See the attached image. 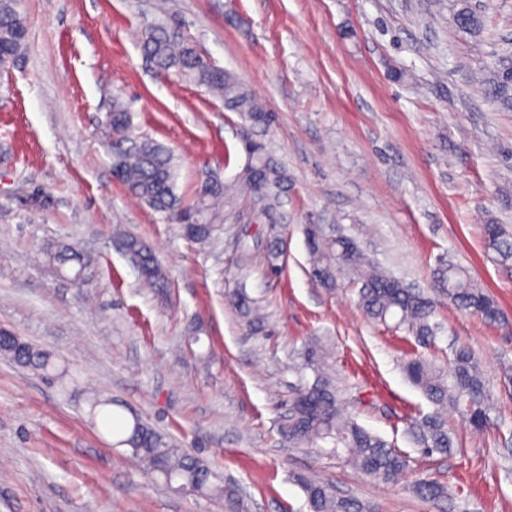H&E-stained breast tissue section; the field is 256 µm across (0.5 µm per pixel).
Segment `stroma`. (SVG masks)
<instances>
[{
    "mask_svg": "<svg viewBox=\"0 0 512 512\" xmlns=\"http://www.w3.org/2000/svg\"><path fill=\"white\" fill-rule=\"evenodd\" d=\"M465 6L480 32L457 26ZM20 10L26 48L0 69V329L52 355L80 388L66 395L0 357V512H224L222 497L167 489L132 466L88 416L95 394L125 426L150 424L234 484L246 512H307L300 475L380 512H512V268L483 244L484 225L512 228V97L497 86L512 68V0H21ZM163 13L274 114L271 126L147 63L141 31ZM116 101L134 135L178 156L184 198L205 169L234 185L251 140L288 172L282 207L271 218L234 198L213 245L186 240L113 177L103 121ZM273 221L288 227L277 276L265 254ZM117 224L154 250L166 290L142 283ZM306 224L343 228L418 288L452 260L494 297L493 326L442 302L437 346L478 358L495 428L478 433L449 413L459 452L391 485L281 444L290 365L315 332L335 339L359 424L409 452L408 422L432 409L403 372L413 339L369 320L349 282L332 292L312 282ZM68 244L87 261L78 286L47 266ZM240 284L264 308L255 335L226 299ZM420 477L446 484L454 503L421 500Z\"/></svg>",
    "mask_w": 512,
    "mask_h": 512,
    "instance_id": "obj_1",
    "label": "stroma"
}]
</instances>
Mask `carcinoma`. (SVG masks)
I'll list each match as a JSON object with an SVG mask.
<instances>
[{
    "label": "carcinoma",
    "instance_id": "1",
    "mask_svg": "<svg viewBox=\"0 0 512 512\" xmlns=\"http://www.w3.org/2000/svg\"><path fill=\"white\" fill-rule=\"evenodd\" d=\"M27 25L19 0H0V68L14 64L22 54ZM141 46L147 61L159 72L186 82L224 102L254 124L267 125L271 114L224 70L204 60L195 46L181 34L178 24L163 20L148 24L141 34ZM104 128L112 147V172L126 190L154 211L176 218L184 235L207 245L224 223L226 188L216 172L205 173L192 199L184 201L176 193L178 164L173 152L147 136L130 134L131 116L123 104L106 114ZM248 163L239 173L236 193L257 198L273 209L280 205L288 176L261 143L246 148ZM488 249L503 265L512 263V232L501 224L484 228ZM310 259V276L322 288L333 291L341 278L359 285L358 302L373 320L412 335L417 346L430 349L440 331L433 321L436 303L425 292L413 288L375 262L350 237L324 224H306L303 228ZM124 245L128 257L138 268L145 284L166 287L165 275L152 250L141 240L127 235ZM284 239L277 235L267 249L272 274L282 269ZM49 264L72 281L82 279L86 262L77 251L65 247L51 256ZM433 287L448 296L462 312L488 323L500 320L493 297L478 286L463 267L441 259L434 274ZM240 318L251 330L260 327V303L243 288L231 295ZM0 352L49 382H57L68 394L77 386V378L61 367L50 354L20 340L9 332L0 334ZM302 369L312 379H300L290 399L288 415L278 435L290 448H309L318 455H331L361 474L382 482L394 483L411 469V456L381 436L353 420H342L347 401L335 371L334 344L326 336L312 335L302 342ZM410 382L432 404L433 411L418 415L407 427L414 448L425 457L448 456L456 450L448 431V410L466 416L477 432L492 425L489 415L490 390L471 353L460 347L447 365L412 353L403 366ZM89 416L112 427L114 418L107 410L110 402L94 397L88 400ZM119 444L130 449L131 457L148 473L168 487L197 494H219L224 512H244L238 490L212 481L213 474L200 458L175 447L152 427L134 421ZM308 512H376L373 503L354 497H342L326 482L309 477L298 478ZM416 494L428 502L448 497L447 485L429 478L414 484Z\"/></svg>",
    "mask_w": 512,
    "mask_h": 512
}]
</instances>
